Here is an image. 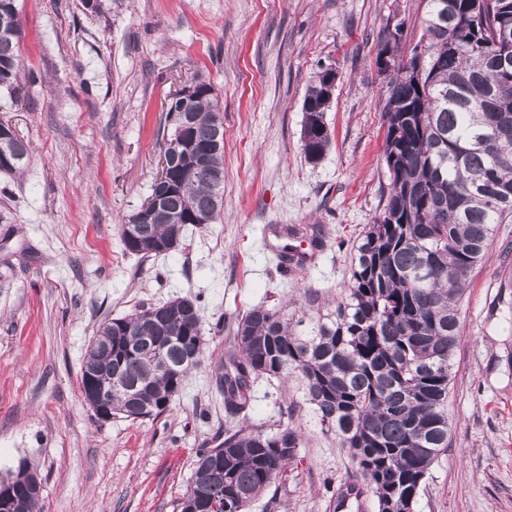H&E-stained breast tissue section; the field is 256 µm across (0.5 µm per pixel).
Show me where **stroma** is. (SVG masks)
Here are the masks:
<instances>
[{
	"label": "stroma",
	"instance_id": "obj_1",
	"mask_svg": "<svg viewBox=\"0 0 512 512\" xmlns=\"http://www.w3.org/2000/svg\"><path fill=\"white\" fill-rule=\"evenodd\" d=\"M32 78L0 121L30 147L0 173V477L20 462L42 480L45 512H175L198 449L233 421L214 370L236 317L296 308L307 289L333 303L349 250L382 211L387 183L377 35L421 29L422 0H18ZM338 79L331 146L302 150V102L320 68ZM224 101V207L178 248L141 258L120 226L151 193L171 94L194 77ZM317 226L322 246L282 270L279 228ZM512 223L498 225L461 301L451 442L418 512H512ZM179 296L204 312V361L157 420L98 421L79 389L98 325ZM294 383L253 387L252 423L272 422ZM285 481L249 512H330L353 466L307 412Z\"/></svg>",
	"mask_w": 512,
	"mask_h": 512
}]
</instances>
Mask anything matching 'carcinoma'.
Listing matches in <instances>:
<instances>
[{"mask_svg":"<svg viewBox=\"0 0 512 512\" xmlns=\"http://www.w3.org/2000/svg\"><path fill=\"white\" fill-rule=\"evenodd\" d=\"M417 43L427 55L399 60L386 80L382 117L388 195L382 212L350 251L349 283L334 309L312 292L289 313L254 306L234 323L216 384L231 417L247 419L254 382L291 380L296 400L271 424L224 429V439L200 448L177 508L197 512L198 500L224 494V512L247 508L284 478L302 444L295 413L307 409L321 430L336 436L356 470L333 498L373 496L377 512H415L430 467L448 451V394L461 343L460 302L474 268L485 258L498 224L512 222V65L498 57L512 45V0H424ZM17 0H0V90L21 101L30 78L22 63ZM323 72L308 86L301 142L305 157L321 158L331 134L320 108ZM167 105L185 118L172 123L167 143L178 163L151 190L165 195V211L181 227L212 224L222 207L224 151L197 167L224 127L223 105L212 84L195 77ZM0 139V171L22 173L30 148L13 127ZM173 225H139L130 253L149 257ZM203 310L177 297L106 319L87 345L79 387L113 417L156 420L203 363ZM139 350L125 351L129 337ZM41 484L28 464L0 477V497L24 493L19 512H43Z\"/></svg>","mask_w":512,"mask_h":512,"instance_id":"carcinoma-1","label":"carcinoma"}]
</instances>
